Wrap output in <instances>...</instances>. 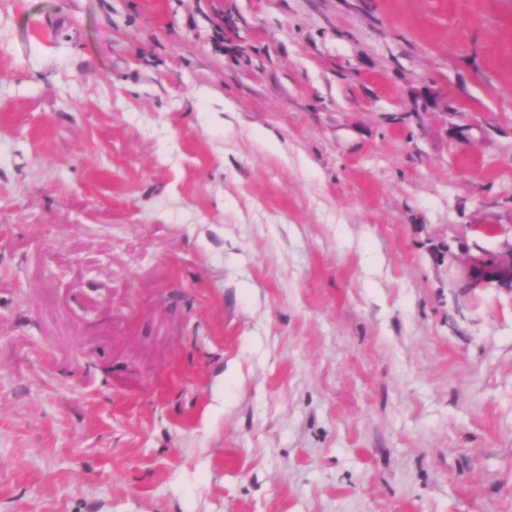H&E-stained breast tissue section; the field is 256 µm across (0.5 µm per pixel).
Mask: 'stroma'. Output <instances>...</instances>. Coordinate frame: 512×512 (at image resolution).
Returning <instances> with one entry per match:
<instances>
[{
	"instance_id": "1",
	"label": "stroma",
	"mask_w": 512,
	"mask_h": 512,
	"mask_svg": "<svg viewBox=\"0 0 512 512\" xmlns=\"http://www.w3.org/2000/svg\"><path fill=\"white\" fill-rule=\"evenodd\" d=\"M510 242L512 0H0V512H512ZM483 255L485 258H491L494 264L492 265V262L484 263L476 259L466 276L465 288H470L472 281L480 280L487 267L492 266L493 276L479 281L475 288L493 286L512 291V244L500 251H485Z\"/></svg>"
}]
</instances>
